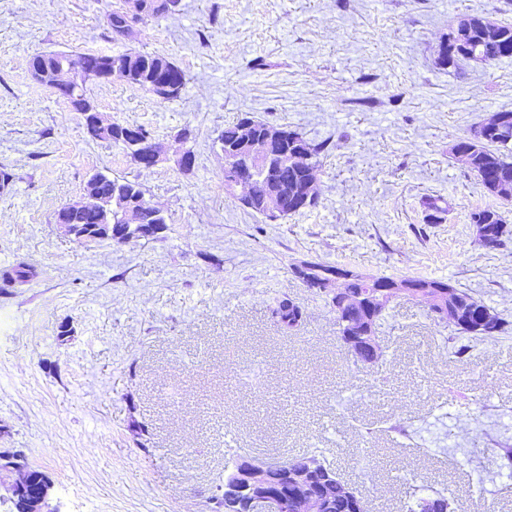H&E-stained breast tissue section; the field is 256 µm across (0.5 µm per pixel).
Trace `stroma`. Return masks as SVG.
I'll return each instance as SVG.
<instances>
[{"label": "stroma", "instance_id": "35a3bbf8", "mask_svg": "<svg viewBox=\"0 0 512 512\" xmlns=\"http://www.w3.org/2000/svg\"><path fill=\"white\" fill-rule=\"evenodd\" d=\"M117 0H0V448L45 474L44 512H222L241 456L317 455L367 512L447 495L457 512H512V334L455 358L450 328L396 300L382 358L356 361L335 313L294 274L303 260L450 282L512 321V239L480 243L470 220L512 203L449 152L512 111V58L436 63L454 19L512 22V0H181L175 14L113 36ZM150 52L187 75L163 99L90 81L100 112L146 127L165 159L136 166L90 137L36 81L37 54ZM286 124L328 150L315 208L268 220L224 190L218 136L242 116ZM190 130L193 172L175 163ZM102 172L141 184L167 226L155 239L83 243L58 210ZM450 209L424 221L423 201ZM288 297L298 331L273 321ZM275 323L285 332L296 331L305 321V312L290 298L277 301L272 309Z\"/></svg>", "mask_w": 512, "mask_h": 512}]
</instances>
